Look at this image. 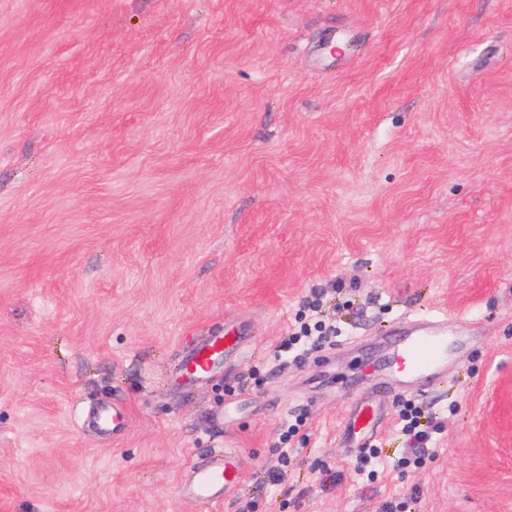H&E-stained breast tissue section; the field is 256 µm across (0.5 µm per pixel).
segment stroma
I'll return each instance as SVG.
<instances>
[{
    "label": "stroma",
    "mask_w": 512,
    "mask_h": 512,
    "mask_svg": "<svg viewBox=\"0 0 512 512\" xmlns=\"http://www.w3.org/2000/svg\"><path fill=\"white\" fill-rule=\"evenodd\" d=\"M438 312L434 383L366 368ZM0 512H512V0H0ZM245 337L239 333L207 336L197 343L190 354L184 359L178 379L184 383H192L205 379L220 367L225 359L233 355H244L246 351ZM383 422L382 409L370 400L356 403L351 409L343 430L351 448H360L377 437ZM93 425L99 433L117 437L124 433L126 419L122 412L112 407V410L103 409L97 412L93 418ZM240 472L237 448L214 449L205 462L192 468L189 478L179 485V493L201 504L222 502L237 486Z\"/></svg>",
    "instance_id": "stroma-1"
}]
</instances>
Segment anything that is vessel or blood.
Wrapping results in <instances>:
<instances>
[{
    "instance_id": "obj_1",
    "label": "vessel or blood",
    "mask_w": 512,
    "mask_h": 512,
    "mask_svg": "<svg viewBox=\"0 0 512 512\" xmlns=\"http://www.w3.org/2000/svg\"><path fill=\"white\" fill-rule=\"evenodd\" d=\"M246 351L245 339L238 333L212 335L197 343L184 359L179 379L192 383L205 379L220 367L225 359ZM395 363L392 371L404 378L430 380L448 356V330L443 316H434L425 324H409L404 336L392 348ZM383 422L382 409L370 400L356 403L343 430L352 447L359 448L377 437ZM96 430L104 435L120 436L126 419L116 409H103L93 418ZM241 472L238 449L212 450L205 462L195 465L189 478L180 484L183 497L201 504L218 503L237 486Z\"/></svg>"
}]
</instances>
